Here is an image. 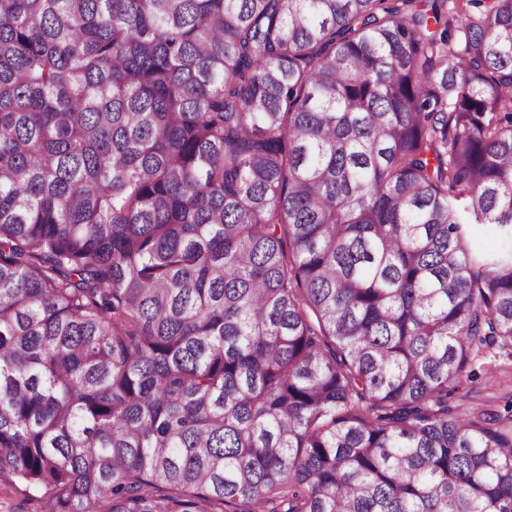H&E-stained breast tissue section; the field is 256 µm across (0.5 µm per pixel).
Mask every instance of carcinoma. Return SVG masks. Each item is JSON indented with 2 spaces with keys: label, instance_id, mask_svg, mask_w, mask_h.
Returning a JSON list of instances; mask_svg holds the SVG:
<instances>
[{
  "label": "carcinoma",
  "instance_id": "cac0c4a2",
  "mask_svg": "<svg viewBox=\"0 0 512 512\" xmlns=\"http://www.w3.org/2000/svg\"><path fill=\"white\" fill-rule=\"evenodd\" d=\"M512 0H0V478L47 512H512ZM471 369L476 376L467 381L461 394H466L464 400L458 397L449 398L448 404L456 406L459 403L473 410H491L505 413L512 406V354L505 350H494L482 354L472 362Z\"/></svg>",
  "mask_w": 512,
  "mask_h": 512
}]
</instances>
